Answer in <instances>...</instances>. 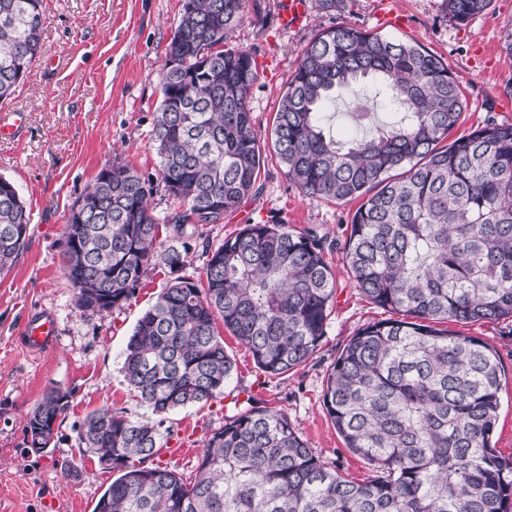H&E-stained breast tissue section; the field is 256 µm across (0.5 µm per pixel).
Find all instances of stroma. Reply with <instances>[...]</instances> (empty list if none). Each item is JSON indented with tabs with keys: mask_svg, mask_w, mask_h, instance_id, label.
<instances>
[{
	"mask_svg": "<svg viewBox=\"0 0 512 512\" xmlns=\"http://www.w3.org/2000/svg\"><path fill=\"white\" fill-rule=\"evenodd\" d=\"M183 0H44L45 24L39 60L4 102L24 113L26 122L13 141L0 143V176L10 179L27 202L30 231L8 275L0 277V512H93L116 479L82 448L77 429L91 412L109 409L130 418L145 415L121 373L122 354L141 314L155 301L171 275L149 270L136 294L122 307L89 312L75 305L76 292L62 261L63 226L73 203L112 160L127 163L143 177H157L159 159L151 146L152 118L160 100L159 72ZM283 0H247L243 22L227 46L246 51L256 62L257 79L249 107L265 165L262 193L228 212L223 223L200 230L184 274L203 281L208 255L244 225L279 220L296 230L327 239L325 258L336 278L327 333L318 352L288 377H271L229 331L224 347L234 362L223 395L168 414L170 434L155 463L192 477L203 443L224 423L234 396L249 394L286 414L309 448L329 467L363 480L374 468L345 448L322 403L330 365L360 328L384 319L347 272L345 247L359 200L309 198L287 179L271 138L279 100L297 59L320 31L347 22L389 39L416 43L440 56L458 81L465 111L453 138L468 135L487 119L512 124V61L502 51L512 24V0H492L469 22L450 21L444 0H346L339 13L310 5L300 27L281 25ZM404 14L402 28L382 26L380 8ZM359 97L338 99L327 113L349 137L368 135L387 120L375 101L373 120L359 122ZM50 318L55 340L30 352L21 340L25 325ZM454 331L493 345L507 383L494 441L512 453V326L505 322L457 323ZM71 391L70 408L56 423L55 448L31 452L24 443L26 421L50 386Z\"/></svg>",
	"mask_w": 512,
	"mask_h": 512,
	"instance_id": "obj_1",
	"label": "stroma"
}]
</instances>
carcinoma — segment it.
<instances>
[{
	"mask_svg": "<svg viewBox=\"0 0 512 512\" xmlns=\"http://www.w3.org/2000/svg\"><path fill=\"white\" fill-rule=\"evenodd\" d=\"M491 0H444L463 24ZM245 0H184L160 69L152 142L159 174L117 160L78 198L63 259L82 311L119 308L150 269L174 278L138 319L122 371L152 416L93 411L79 444L112 454L118 477L94 512H512V455L493 444L505 373L495 349L439 324L512 320V125L489 120L448 141L465 100L448 66L409 43L339 23L305 47L282 94L273 136L285 174L308 197L362 199L346 261L373 304L401 314L362 327L327 374L326 413L345 448L380 474L362 481L328 468L288 417L250 398L205 440L194 479L146 465L166 415L224 394L234 363L216 318L258 368L285 376L326 336L336 292L322 239L286 224H246L211 250L206 284L181 275L186 227L221 224L260 192L264 164L248 99L252 54L221 48ZM43 0H0V100L40 54ZM370 83L397 118L342 140L324 122L336 98ZM0 177V275L30 226L26 201ZM178 211L160 224L150 199ZM166 239L159 240L160 232ZM71 392L47 389L27 419L26 445L49 447Z\"/></svg>",
	"mask_w": 512,
	"mask_h": 512,
	"instance_id": "cac0c4a2",
	"label": "carcinoma"
}]
</instances>
